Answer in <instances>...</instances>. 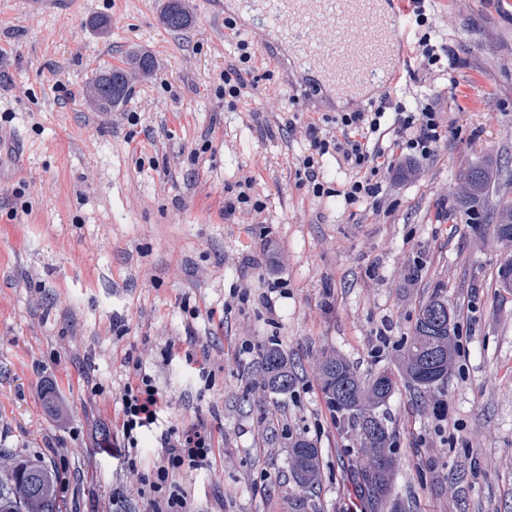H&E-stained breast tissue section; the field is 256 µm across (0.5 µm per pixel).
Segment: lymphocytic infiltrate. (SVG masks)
Masks as SVG:
<instances>
[{"instance_id": "obj_1", "label": "lymphocytic infiltrate", "mask_w": 512, "mask_h": 512, "mask_svg": "<svg viewBox=\"0 0 512 512\" xmlns=\"http://www.w3.org/2000/svg\"><path fill=\"white\" fill-rule=\"evenodd\" d=\"M393 119H386V112ZM308 148L297 160L295 175L314 197L342 195L350 205L377 203L381 177L394 167L433 156L448 138V123L432 108L408 111L402 103L382 101L373 109L339 112L303 121ZM334 154L353 177L335 189L325 181L323 158ZM116 434L127 447H137L143 431L154 432L164 455L142 480L149 488L148 512H194L178 476L184 470L212 468L217 441L212 430L198 423L175 430L163 423L167 400L140 364H129L126 379L115 393Z\"/></svg>"}]
</instances>
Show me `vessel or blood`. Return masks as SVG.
<instances>
[{
	"mask_svg": "<svg viewBox=\"0 0 512 512\" xmlns=\"http://www.w3.org/2000/svg\"><path fill=\"white\" fill-rule=\"evenodd\" d=\"M254 10L287 18L289 30H307L338 22H358L365 36L361 42L325 53L304 45L303 64L320 70L338 87L352 90L364 84L367 75L396 68L388 50L398 42L394 15L382 14L379 0H251Z\"/></svg>",
	"mask_w": 512,
	"mask_h": 512,
	"instance_id": "vessel-or-blood-1",
	"label": "vessel or blood"
}]
</instances>
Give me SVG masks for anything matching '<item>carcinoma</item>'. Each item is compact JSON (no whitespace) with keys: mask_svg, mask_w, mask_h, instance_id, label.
<instances>
[{"mask_svg":"<svg viewBox=\"0 0 512 512\" xmlns=\"http://www.w3.org/2000/svg\"><path fill=\"white\" fill-rule=\"evenodd\" d=\"M164 23L172 31H181L189 23L182 0H168ZM131 94L129 75L124 69H113L100 76L93 85V96L99 106L112 109ZM465 193L457 196L460 209L473 212L488 205L490 195L504 183L512 184V171L493 167L486 160L471 165L463 174ZM491 222L499 242L512 245V198L497 196ZM448 309V300L434 293L419 309L410 340L404 352V372L412 384L424 393L448 378L454 356L448 324L432 335L422 332L426 313ZM262 384L273 394L286 396L293 391L296 376L288 369V358L272 343L261 350ZM321 388L333 411L341 413L347 426L355 429L362 440L365 458L356 467V485L373 509L381 508L391 490V478L396 466L392 452V436L385 417L378 409L392 396L396 381L382 370L364 382L354 366L335 354L322 356L318 365ZM290 474L295 486L310 490L319 481L318 448L311 441L295 440L289 454ZM39 481V492H28L31 476ZM57 474L42 461L0 465V512H65L57 494Z\"/></svg>","mask_w":512,"mask_h":512,"instance_id":"carcinoma-1","label":"carcinoma"}]
</instances>
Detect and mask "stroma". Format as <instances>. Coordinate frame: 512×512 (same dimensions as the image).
Listing matches in <instances>:
<instances>
[{
  "instance_id": "obj_1",
  "label": "stroma",
  "mask_w": 512,
  "mask_h": 512,
  "mask_svg": "<svg viewBox=\"0 0 512 512\" xmlns=\"http://www.w3.org/2000/svg\"><path fill=\"white\" fill-rule=\"evenodd\" d=\"M185 3L191 22L174 33L165 0H0V462L50 461L69 482L58 492L66 512H144L136 475L161 448L148 434L132 449L108 447L101 434L131 358L166 396L168 425L201 421L219 439L212 470L181 476L198 512H295L298 437L321 450L307 512H366L355 490L360 440L318 376L333 352L362 377H395L387 512H512V289L498 282L507 252L493 225L455 202L464 169L512 163V0H428L424 28L400 15L398 81L344 104L299 67L295 46L267 52L281 38L277 20H242L236 0ZM228 17L255 53L256 90L232 109L217 93L236 61ZM426 31L452 73L423 66L414 48ZM138 53L152 56V73L132 76L121 106H95L97 76ZM385 97L444 113L437 154L412 174L385 175L377 207L300 187L307 144L289 130L292 114ZM209 132L212 152L191 162ZM246 173L264 210L225 218L228 189ZM276 278L284 294L270 293ZM436 292L456 315V354L447 379L421 394L401 355ZM193 307L224 313L223 327L195 325L207 382L184 358L160 357ZM272 342L296 375L285 396L260 383ZM45 377L58 382L60 414L39 394Z\"/></svg>"
}]
</instances>
